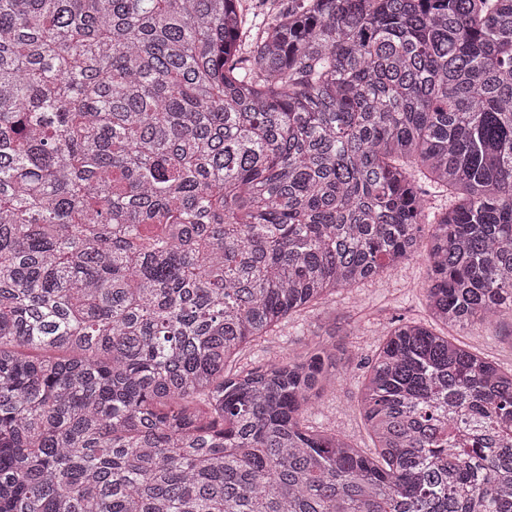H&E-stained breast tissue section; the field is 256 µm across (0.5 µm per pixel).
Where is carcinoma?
Listing matches in <instances>:
<instances>
[{
    "mask_svg": "<svg viewBox=\"0 0 512 512\" xmlns=\"http://www.w3.org/2000/svg\"><path fill=\"white\" fill-rule=\"evenodd\" d=\"M448 197L435 211L432 199ZM429 243L512 318V0H0V512H512V370L415 322L361 389L292 313Z\"/></svg>",
    "mask_w": 512,
    "mask_h": 512,
    "instance_id": "cac0c4a2",
    "label": "carcinoma"
}]
</instances>
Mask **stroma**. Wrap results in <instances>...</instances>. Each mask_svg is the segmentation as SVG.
Instances as JSON below:
<instances>
[{"label":"stroma","instance_id":"35a3bbf8","mask_svg":"<svg viewBox=\"0 0 512 512\" xmlns=\"http://www.w3.org/2000/svg\"><path fill=\"white\" fill-rule=\"evenodd\" d=\"M423 257L399 265L381 278L336 296L302 314L292 315L274 334L246 348L241 365L252 367L299 351L312 334H333L336 342L355 349L347 378L327 389L308 415V423L332 429L353 446L372 452L373 442L360 413V387L368 366L383 342L386 328L401 322L430 323ZM448 335L472 351L484 354L503 369L512 368V321L449 329Z\"/></svg>","mask_w":512,"mask_h":512}]
</instances>
